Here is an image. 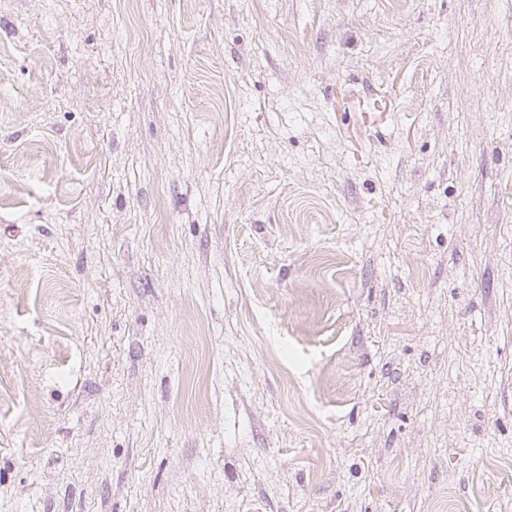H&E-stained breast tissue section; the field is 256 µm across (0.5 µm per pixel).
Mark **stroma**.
I'll return each instance as SVG.
<instances>
[{
    "mask_svg": "<svg viewBox=\"0 0 512 512\" xmlns=\"http://www.w3.org/2000/svg\"><path fill=\"white\" fill-rule=\"evenodd\" d=\"M512 512V0H0V512Z\"/></svg>",
    "mask_w": 512,
    "mask_h": 512,
    "instance_id": "1",
    "label": "stroma"
}]
</instances>
